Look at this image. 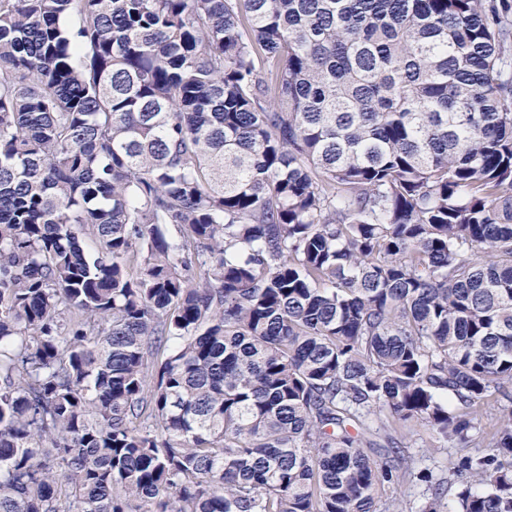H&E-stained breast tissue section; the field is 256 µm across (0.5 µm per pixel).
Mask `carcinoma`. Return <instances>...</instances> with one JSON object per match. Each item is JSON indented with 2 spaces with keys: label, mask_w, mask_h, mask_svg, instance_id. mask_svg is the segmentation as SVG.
<instances>
[{
  "label": "carcinoma",
  "mask_w": 512,
  "mask_h": 512,
  "mask_svg": "<svg viewBox=\"0 0 512 512\" xmlns=\"http://www.w3.org/2000/svg\"><path fill=\"white\" fill-rule=\"evenodd\" d=\"M497 397L512 0H0V512H512ZM405 451L404 453L416 463V468L419 469H430L435 474H447L448 473V461L455 457L460 452L459 448H437L432 447L438 444L431 439L430 435L421 431H411L403 439ZM389 494L393 495L400 502L405 512H418L423 500L421 497V488L415 483L405 481L399 485L390 488Z\"/></svg>",
  "instance_id": "carcinoma-1"
}]
</instances>
